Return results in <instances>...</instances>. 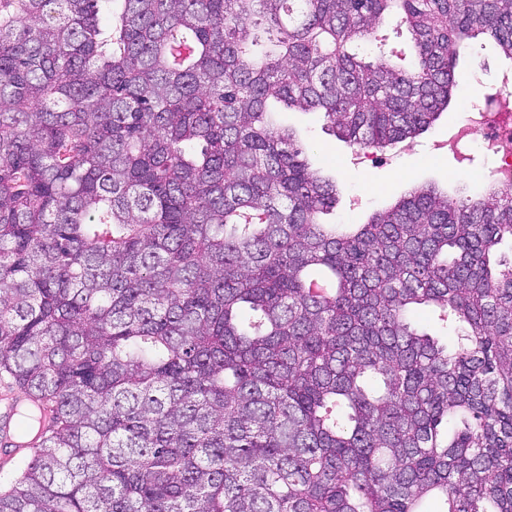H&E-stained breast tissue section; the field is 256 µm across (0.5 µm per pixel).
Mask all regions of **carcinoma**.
Segmentation results:
<instances>
[{"label": "carcinoma", "mask_w": 512, "mask_h": 512, "mask_svg": "<svg viewBox=\"0 0 512 512\" xmlns=\"http://www.w3.org/2000/svg\"><path fill=\"white\" fill-rule=\"evenodd\" d=\"M398 17L414 62L365 57ZM512 0H0V382L33 445L0 512H512V190L413 185L416 137ZM463 325L450 348L412 321Z\"/></svg>", "instance_id": "carcinoma-1"}]
</instances>
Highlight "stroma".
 I'll return each mask as SVG.
<instances>
[{"label": "stroma", "instance_id": "stroma-1", "mask_svg": "<svg viewBox=\"0 0 512 512\" xmlns=\"http://www.w3.org/2000/svg\"><path fill=\"white\" fill-rule=\"evenodd\" d=\"M512 72V60L490 38L468 41L459 50L456 75L460 90L448 108L415 139L375 152L373 159H358L348 143L329 131L323 113L281 112L280 126L296 130L309 147L314 167L335 179L340 197L335 208L323 215L326 224H360L373 212L388 207L409 182H433L448 192L467 188L478 192L492 178L487 155L470 151L461 158L451 147L456 127L484 93H504L503 73Z\"/></svg>", "mask_w": 512, "mask_h": 512}]
</instances>
